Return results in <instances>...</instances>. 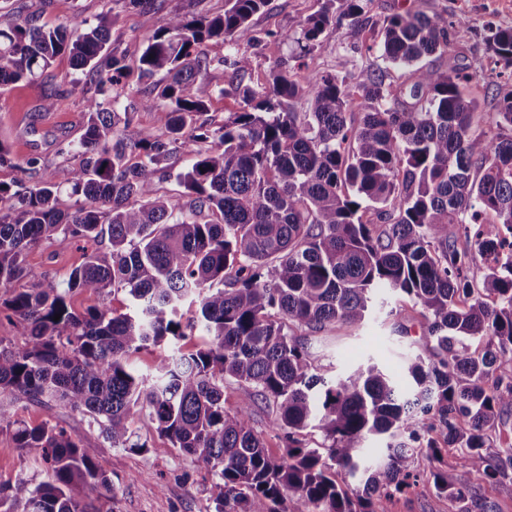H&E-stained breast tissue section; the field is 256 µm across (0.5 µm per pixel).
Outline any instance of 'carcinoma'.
<instances>
[{"instance_id":"1","label":"carcinoma","mask_w":512,"mask_h":512,"mask_svg":"<svg viewBox=\"0 0 512 512\" xmlns=\"http://www.w3.org/2000/svg\"><path fill=\"white\" fill-rule=\"evenodd\" d=\"M267 2L163 16L164 0H129L157 16L134 72L111 42V11L95 24L0 29V90L43 75L62 53L99 85L63 180L0 183V317L29 336L23 346L0 336V400L79 411L112 447L130 450L147 447L133 429L147 417L211 468L214 512H390L418 482L415 453L438 461L443 445L461 455L453 476L433 473L434 487L463 499L473 481L495 483L512 467V455L484 452L495 408L512 405V382L495 375L499 356L512 354V90L487 127L475 124L464 94L472 76L421 64L447 52L449 29L465 20L395 13L378 45L387 68L359 74L357 118L345 79L276 61L264 91L222 90L241 97L223 125L197 123L213 94L200 46L233 45L218 65L244 74L252 58L241 45ZM335 21L329 4L307 18L305 47ZM492 41L512 68V27ZM390 67L406 80L387 81ZM149 81L155 95L131 98L133 84ZM302 99L307 112L295 109ZM140 107L156 112L166 139L127 134ZM177 151L193 159L176 175L183 203L156 190ZM64 192L71 211L60 207ZM58 233L106 239L110 250L91 251L62 283L31 275L25 252ZM477 255L487 268L480 288L469 277ZM378 288L426 319L421 340L434 360L406 361V388L376 365L329 378L309 351L310 336L361 323ZM73 290L124 291L132 309L76 313ZM198 333L203 346L159 353L150 376L128 361ZM227 378L244 387L232 411ZM258 401L282 432L279 458L251 425ZM1 426L17 447L42 450L52 479L0 484V512H96L90 494L112 491L90 444L0 406ZM308 430L321 433L315 448L303 443ZM370 436L385 444L376 459L365 452Z\"/></svg>"}]
</instances>
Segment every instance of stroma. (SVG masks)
<instances>
[{
	"instance_id": "35a3bbf8",
	"label": "stroma",
	"mask_w": 512,
	"mask_h": 512,
	"mask_svg": "<svg viewBox=\"0 0 512 512\" xmlns=\"http://www.w3.org/2000/svg\"><path fill=\"white\" fill-rule=\"evenodd\" d=\"M325 0H268L251 22L248 51L252 65L242 78L243 86H266L270 66L283 59L289 65L336 73L356 84L359 72L374 57L368 45L377 43L385 20L393 14L421 10L452 20L463 15L467 26L456 28L448 53L427 57L428 66L440 70L461 69L471 74L466 95L476 102L475 120L485 123L497 112L500 97L512 89V72L497 64L491 51V36L497 28L512 26V0H369L358 23L344 18L345 0H335L333 9L341 13L339 23L328 26L313 50L304 52L301 26L319 12ZM119 12L112 29V42L125 51L128 63H136L153 31V15L112 0H0V28L34 18L50 27L67 26L74 19L96 21L108 10ZM213 65L208 81L214 90L204 120L222 125L229 113L238 111L241 99L228 92L230 76L219 66L229 46L214 39L202 47ZM93 79L81 77L70 56H57L45 74L0 90V142L9 149L7 162L0 164V183L32 185L46 179H61L75 157L70 150L84 132L85 98L94 96ZM52 109H45V102ZM85 259L84 242L57 236L30 248L25 256L28 271L38 278L64 280ZM421 307L404 303L394 293H378L372 310L356 326H337L311 336V354L316 364L340 377L371 364L401 375L405 359L431 360L429 347L417 342L423 323ZM14 419L31 426L41 424L64 428L98 450V459L112 480L111 496L95 498L97 512H211L212 475L204 464L171 448L149 419H141L135 429L147 439L148 448L134 452L112 447L101 437L87 417L56 404L24 400L10 403ZM418 485L393 501L391 512H464L465 502L436 491L431 473L435 468L426 454H417ZM24 478L39 483L51 473L35 448H18L9 430H0V483Z\"/></svg>"
}]
</instances>
